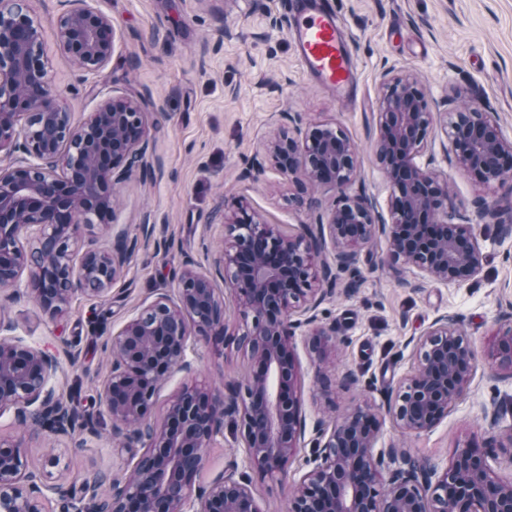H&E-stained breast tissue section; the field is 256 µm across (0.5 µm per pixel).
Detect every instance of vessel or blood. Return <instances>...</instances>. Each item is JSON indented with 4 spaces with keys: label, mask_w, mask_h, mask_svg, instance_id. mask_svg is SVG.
Wrapping results in <instances>:
<instances>
[{
    "label": "vessel or blood",
    "mask_w": 512,
    "mask_h": 512,
    "mask_svg": "<svg viewBox=\"0 0 512 512\" xmlns=\"http://www.w3.org/2000/svg\"><path fill=\"white\" fill-rule=\"evenodd\" d=\"M288 22L305 74L339 99L351 98L357 91L354 59L329 0H289Z\"/></svg>",
    "instance_id": "1"
}]
</instances>
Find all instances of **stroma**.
<instances>
[{
    "label": "stroma",
    "mask_w": 512,
    "mask_h": 512,
    "mask_svg": "<svg viewBox=\"0 0 512 512\" xmlns=\"http://www.w3.org/2000/svg\"><path fill=\"white\" fill-rule=\"evenodd\" d=\"M351 39L357 98L341 102L307 77L286 26V0H89L112 21L117 41L110 62L86 74L57 50L54 24L64 0H27L40 21L57 103L85 120L109 95L140 98L150 118L145 168L116 189L110 224L83 227V245L111 248L112 229L138 240L124 275L106 296H78L68 312L50 320L29 295L5 301L16 337L55 352L57 388L72 394L96 434L31 437L11 415L0 417V439L23 447L33 469L48 481L80 489L94 475L127 476L139 449L121 447L99 391L112 367L111 337L156 290L172 289L185 265L212 269L227 234L218 206L244 201L265 222L293 234L316 223L334 197L313 186L314 207L289 203L291 186L265 151L281 113H302L311 126L340 127L358 160L356 187L389 211L388 180L376 161V112L386 74H411L429 101L432 125L419 166L448 180V192L473 224L484 256L478 275L456 285L419 278L391 263L378 238L362 250L357 274H340L320 307L317 323L332 339L322 353L309 347L310 327L297 330L299 398L307 430L355 405L386 409L397 382L415 363L412 344L439 316L451 315L479 359L466 392L442 421L421 434L402 433L384 418L378 447L396 448L443 471L458 446L488 443L495 435L485 407L500 404L512 422V372L491 367L488 354L497 320L512 314V234L498 223L512 218V179L483 191L448 161L452 109L480 100L494 112L501 135L512 141V0H332ZM497 202V211L482 201ZM153 225L143 236L142 225ZM198 382L219 386L244 380L250 362L235 345L201 340L193 355ZM58 465H50L51 455ZM305 441L287 475L252 474L235 419L224 421V445L211 449L197 483L235 472L252 482L262 512H284L300 479L315 466Z\"/></svg>",
    "instance_id": "obj_1"
}]
</instances>
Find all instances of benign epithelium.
<instances>
[{"label":"benign epithelium","instance_id":"7a95c632","mask_svg":"<svg viewBox=\"0 0 512 512\" xmlns=\"http://www.w3.org/2000/svg\"><path fill=\"white\" fill-rule=\"evenodd\" d=\"M56 22L60 50L94 73L115 50L111 19L87 0H68ZM267 144L281 175L292 183L290 201L304 203L312 184L336 191L326 221L304 224L283 236L243 203L224 223L230 239L215 265L224 282L184 267L173 293L162 290L112 336V368L101 399L112 435L143 453L124 483L115 482L106 506L98 503L101 476L76 493L47 484L29 466L22 447L0 441V512H46L57 497L61 512H261L250 480L222 475L192 495L209 450L224 441V419L237 417L249 465L262 478L288 471L305 440L297 396L296 330L316 321L337 273L356 272L359 251L378 236L390 256L434 280L471 281L483 254L470 224L455 221L447 182L416 163L432 121L416 79L394 75L379 97L376 159L392 191L390 221L365 192L353 190L354 146L330 124L302 132V117L287 112ZM148 113L125 96L104 98L81 126L54 100L42 29L24 0H0V293L30 291L51 318L64 315L79 294L102 296L120 278L137 239L124 231L109 252H78L81 228L113 214V193L144 166L149 147ZM448 154L484 185L502 184L512 165V141L494 132V119L479 102L455 113L448 125ZM334 251L326 259L327 248ZM27 280H22L23 272ZM243 320L228 334L226 301ZM12 322L0 305V416L36 436L74 433L75 415L51 380L55 355L6 336ZM234 343L253 369L245 385L224 389L185 383L167 402L161 423L148 407L170 372L194 373L200 339ZM418 364L388 406L407 434L428 432L448 417L476 374L469 339L451 316H441L417 338ZM492 359L512 370V317L500 324ZM380 417L355 406L328 427L317 426V465L300 480L286 512H512V480L497 476L487 451L472 440L455 448L442 472L413 465L382 475L384 451H375Z\"/></svg>","mask_w":512,"mask_h":512}]
</instances>
